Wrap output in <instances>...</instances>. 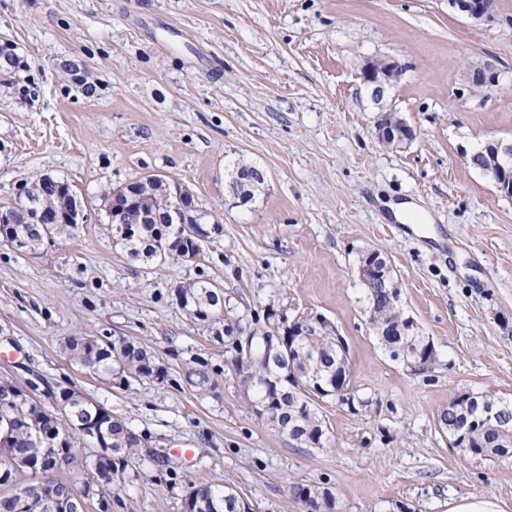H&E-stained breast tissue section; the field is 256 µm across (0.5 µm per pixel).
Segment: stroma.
Returning <instances> with one entry per match:
<instances>
[{
    "mask_svg": "<svg viewBox=\"0 0 512 512\" xmlns=\"http://www.w3.org/2000/svg\"><path fill=\"white\" fill-rule=\"evenodd\" d=\"M399 62L387 90L413 127L376 140L364 59ZM489 66L493 86L472 81ZM512 139V0L477 26L448 0H0V209L48 176L87 220L30 251L0 243V376L74 390L141 437L112 512H183L189 486H229L260 512H302L292 490L329 491L336 512H448L465 497L512 512V464L461 455L441 423L460 391L512 399V198L469 163ZM264 184L227 192L235 164ZM160 175L194 195L217 230L188 261L131 260L109 198ZM414 203L426 224L395 220ZM380 253L436 358L413 370L368 327L356 269ZM224 290L219 320L176 290ZM338 329L352 404L327 398L320 448L259 419L217 335L268 311ZM126 338L163 381L99 376L67 337ZM206 364L207 391L194 369Z\"/></svg>",
    "mask_w": 512,
    "mask_h": 512,
    "instance_id": "1",
    "label": "stroma"
}]
</instances>
